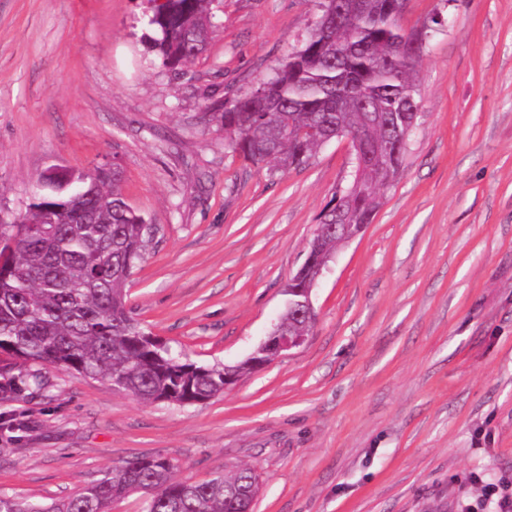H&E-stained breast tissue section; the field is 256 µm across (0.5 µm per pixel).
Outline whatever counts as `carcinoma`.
<instances>
[{"label":"carcinoma","instance_id":"obj_1","mask_svg":"<svg viewBox=\"0 0 512 512\" xmlns=\"http://www.w3.org/2000/svg\"><path fill=\"white\" fill-rule=\"evenodd\" d=\"M148 41L163 64L183 69L203 54L221 0H149ZM337 0H319L309 35L273 72L225 100L219 121L228 146L256 165L286 172L311 160L336 133L360 132L380 154L354 192H341L324 224L371 223L380 190L399 175L406 129L416 127V79L427 31L448 20L433 16L421 30H405L388 0H360L356 24L325 25ZM119 171L112 178L66 168L40 175L19 224L0 223V353L16 360L105 379L143 402L180 406L224 393V376L253 369L244 361L199 365L156 344L127 308L126 282L153 226L124 199ZM288 295L280 326L306 336L314 316ZM178 465L143 457L112 466L74 496L41 506L0 495V512H109L112 501L145 495L144 512H241L247 491L258 494L249 466L218 470L206 480L176 477Z\"/></svg>","mask_w":512,"mask_h":512}]
</instances>
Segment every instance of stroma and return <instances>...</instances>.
I'll return each mask as SVG.
<instances>
[{
	"label": "stroma",
	"mask_w": 512,
	"mask_h": 512,
	"mask_svg": "<svg viewBox=\"0 0 512 512\" xmlns=\"http://www.w3.org/2000/svg\"><path fill=\"white\" fill-rule=\"evenodd\" d=\"M147 0H0V210L49 165L119 170L154 227L126 284L133 317L200 364L250 356L336 192L337 138L287 173L228 149L224 101L270 74L317 0H224L185 71L142 39ZM420 118L371 224L311 295L306 341L223 395L146 403L39 364L0 394V493L48 505L112 465L160 456L202 481L248 465L253 512H497L512 492V0H408L434 15Z\"/></svg>",
	"instance_id": "35a3bbf8"
}]
</instances>
